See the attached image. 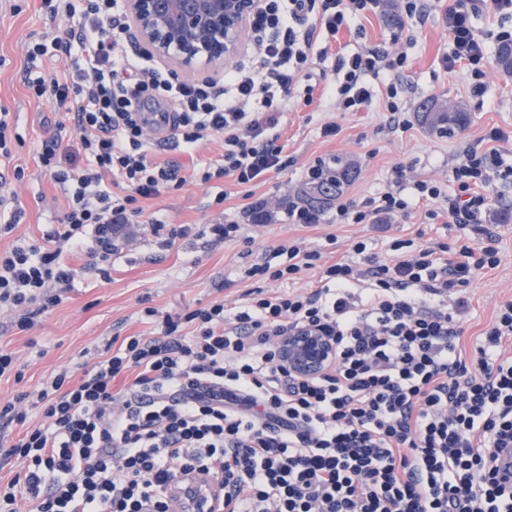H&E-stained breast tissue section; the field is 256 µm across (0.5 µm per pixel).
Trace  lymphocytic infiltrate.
Instances as JSON below:
<instances>
[{
    "label": "lymphocytic infiltrate",
    "mask_w": 512,
    "mask_h": 512,
    "mask_svg": "<svg viewBox=\"0 0 512 512\" xmlns=\"http://www.w3.org/2000/svg\"><path fill=\"white\" fill-rule=\"evenodd\" d=\"M56 2L80 20L29 46L25 84L73 113L81 135L76 154L50 143L39 156L65 195L60 227L0 249V310L19 313L23 330L61 303L77 276L64 253L108 266L115 236L143 213L138 200L185 186L178 166L151 158L146 103L173 114L170 136L185 150L223 135V154L198 171L202 182L261 180L288 165L278 114L312 103V71L330 56L329 43L387 4L261 0L250 53L223 80L188 82L134 45L124 0ZM483 2L445 9L444 69L483 66L486 37L472 23ZM57 52L72 59L45 80L39 72ZM335 58L337 110L361 112L379 99L390 114L403 111L405 52L374 47ZM483 139L490 149L468 146L448 172L458 196L445 182L408 179L399 166L387 189L337 205V223L377 224L422 203L431 217L483 234V191L512 135L494 127ZM353 250L365 266L323 263L300 241L278 247L281 266L255 263L244 278L289 280L316 269L320 288L257 287L239 306L219 300L165 315L156 335L107 339L80 379L63 370L0 402V429L25 424L31 408L45 419L21 438L0 439V470L23 464L0 483V512H21L25 502L31 512H171L180 474L217 480L230 512H512V473L499 464L512 450V301L469 351L440 305L474 271L497 267V249L480 241L452 258L446 245L411 251L399 240L384 261L366 256L364 242ZM298 328L335 337L333 371L301 379L279 363L277 338Z\"/></svg>",
    "instance_id": "obj_1"
}]
</instances>
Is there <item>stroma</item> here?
Segmentation results:
<instances>
[{"label": "stroma", "mask_w": 512, "mask_h": 512, "mask_svg": "<svg viewBox=\"0 0 512 512\" xmlns=\"http://www.w3.org/2000/svg\"><path fill=\"white\" fill-rule=\"evenodd\" d=\"M424 23L410 20L388 25L385 15L359 18L352 32L343 33L335 50L347 53L359 48L399 44L409 55L406 72L402 126L390 122V114L377 103L365 112H339L332 103L312 104L280 115L281 141L289 158L286 169L268 174L254 186H237L231 179L202 184L193 181L196 164L218 158L222 136H213L187 154L158 135H151L152 157L160 163L182 165L189 180L182 190L143 201L146 212L166 223L195 228L194 236L162 246L158 236L143 224H131L117 243L108 277L84 270L75 278L60 304L35 317L31 329H18V316L0 312V347L10 350L23 374L22 380L0 378V400L34 388L59 370L70 369L81 377L96 360L103 339L142 334L153 335L154 325L146 308L159 315L176 314L205 306L215 300L241 301L251 289L245 268L264 260L278 246L297 239L333 258H352L351 245L364 241L369 253L386 257L392 241L438 242L457 249L467 244L470 232L463 226L429 218L426 205L407 216L381 224H340L335 206H328L318 224H292L284 203L299 201L308 182L307 172L318 161L342 157L356 168L344 189L345 197L363 199L386 189L395 167L409 168L416 179H444L462 156L463 149L493 127L512 134V75L498 65L496 44H489L482 81H475L467 68L444 70L440 58L449 42L442 14L448 0H423ZM71 19L52 16L44 0H7L0 11V107L14 112L19 135L12 144L11 159L0 168L24 170L13 182L25 216L12 233L0 235V248L16 238L42 240L58 224L65 208L59 186L39 165L46 141L74 145L80 132L71 115L58 111L53 100L33 99L24 84V60L29 42L48 31H65ZM426 99L458 105L468 112V125L451 135H439L422 124L417 107ZM339 126L336 137L321 134L324 125ZM226 192L217 202L218 192ZM488 228L496 239L497 267L475 272L461 292L466 309L461 316L464 344L495 317L499 307L512 300V223L503 224L499 214L512 210V181L492 182L489 190ZM233 221L239 224L236 238L216 242L203 235L207 224Z\"/></svg>", "instance_id": "stroma-1"}]
</instances>
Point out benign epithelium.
Wrapping results in <instances>:
<instances>
[{"label": "benign epithelium", "mask_w": 512, "mask_h": 512, "mask_svg": "<svg viewBox=\"0 0 512 512\" xmlns=\"http://www.w3.org/2000/svg\"><path fill=\"white\" fill-rule=\"evenodd\" d=\"M259 0H125L137 40L155 56L184 71L218 67L249 42V19ZM279 361L293 375L311 379L336 364L335 338L300 328L281 337Z\"/></svg>", "instance_id": "1"}]
</instances>
